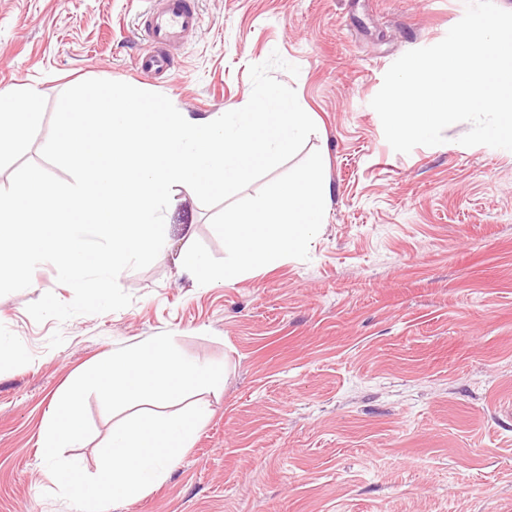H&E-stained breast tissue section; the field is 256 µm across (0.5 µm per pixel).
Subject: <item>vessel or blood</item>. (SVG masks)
Segmentation results:
<instances>
[{
  "label": "vessel or blood",
  "mask_w": 512,
  "mask_h": 512,
  "mask_svg": "<svg viewBox=\"0 0 512 512\" xmlns=\"http://www.w3.org/2000/svg\"><path fill=\"white\" fill-rule=\"evenodd\" d=\"M149 3L143 18L152 49L139 57L137 69L168 79L174 71L172 49L182 43L186 34L199 28L201 19L194 0H149Z\"/></svg>",
  "instance_id": "b4317fda"
}]
</instances>
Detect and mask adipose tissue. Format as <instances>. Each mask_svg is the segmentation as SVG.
<instances>
[{"label": "adipose tissue", "mask_w": 512, "mask_h": 512, "mask_svg": "<svg viewBox=\"0 0 512 512\" xmlns=\"http://www.w3.org/2000/svg\"><path fill=\"white\" fill-rule=\"evenodd\" d=\"M35 87L0 89V150L21 147L27 133L42 121Z\"/></svg>", "instance_id": "adipose-tissue-1"}]
</instances>
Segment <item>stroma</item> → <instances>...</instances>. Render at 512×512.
Here are the masks:
<instances>
[{
  "mask_svg": "<svg viewBox=\"0 0 512 512\" xmlns=\"http://www.w3.org/2000/svg\"><path fill=\"white\" fill-rule=\"evenodd\" d=\"M145 0H0V88L33 86L44 120L0 154V189L41 149L60 94L87 79L167 96L195 116L249 100L251 65L279 51L316 131L327 215L308 260L209 288L179 277L193 242L225 248L212 208L176 185L159 259L126 270L121 310L35 322L55 267L0 296V512H74L42 455L54 397L122 346L172 333L189 356L227 365L203 391L210 414L170 478L109 512H512V151L445 143L394 151L370 102L390 65L440 42L466 0H198L201 23L174 74L136 69ZM91 436L64 449L90 475L118 417L89 396Z\"/></svg>",
  "mask_w": 512,
  "mask_h": 512,
  "instance_id": "stroma-1",
  "label": "stroma"
}]
</instances>
